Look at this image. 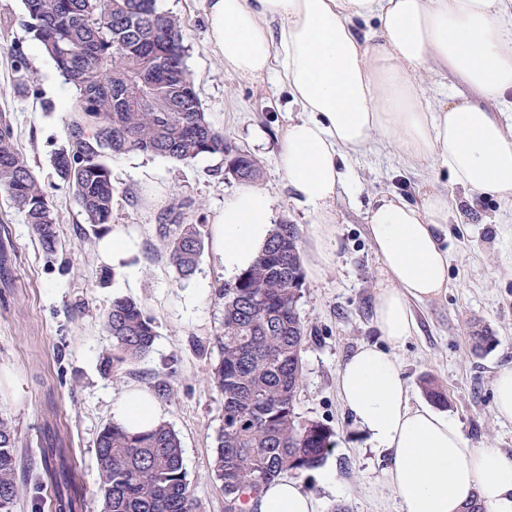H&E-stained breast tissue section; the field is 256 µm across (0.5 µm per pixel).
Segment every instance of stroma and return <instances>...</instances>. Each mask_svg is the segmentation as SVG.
I'll return each mask as SVG.
<instances>
[{
	"label": "stroma",
	"mask_w": 512,
	"mask_h": 512,
	"mask_svg": "<svg viewBox=\"0 0 512 512\" xmlns=\"http://www.w3.org/2000/svg\"><path fill=\"white\" fill-rule=\"evenodd\" d=\"M159 7L181 24L186 63L208 121L230 147L260 160L259 185L274 200L275 223L299 231L305 280L298 307L308 331L296 411L331 427L335 442L325 461L336 472L335 489L321 486L316 471L300 475L320 512H401L382 483L388 454L367 448L336 390L337 370L347 357L380 341L372 321L380 261L367 230L369 203L380 191L394 190L414 202L431 188L451 191L454 199L438 231L449 250L448 289L415 305L419 330L396 351L410 402L427 403L426 383L435 381L447 395L444 412L468 445L512 457V422L499 420L493 408L494 378L512 368V208L449 188L440 161L415 171L374 141L349 163L356 191L338 199L334 249L322 259L311 241L314 217L292 198L276 163L277 141L300 114L287 88L272 73L251 79L225 71L209 40L205 0H159ZM64 84L25 27L22 0H0V113L9 117L18 149L55 205L61 242L57 254L47 257L23 214L0 193V242L7 247L0 255V413L20 436L15 512H53L54 488L41 451L50 429L78 467L84 512H100L96 438L112 420L113 402L132 388L150 392L178 434L195 512H225L221 483L211 470L224 399L209 373L221 357L219 291L228 277L215 251L213 220L239 183L225 175L218 155L187 163L140 152L112 157L109 226L135 244L126 269L104 265L98 258L101 232L85 223L50 163L67 140L71 111L60 105ZM172 211L205 231L198 269L187 280L170 265L160 232L161 216ZM119 296L141 303L158 336L145 358L115 367L103 319ZM477 327L491 338L479 350L470 338Z\"/></svg>",
	"instance_id": "obj_1"
}]
</instances>
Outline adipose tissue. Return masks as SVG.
I'll list each match as a JSON object with an SVG mask.
<instances>
[{"mask_svg": "<svg viewBox=\"0 0 512 512\" xmlns=\"http://www.w3.org/2000/svg\"><path fill=\"white\" fill-rule=\"evenodd\" d=\"M210 39L225 70L260 78L276 73L302 115L278 140L277 165L298 202L315 215L312 240L328 256L334 205L353 187L346 160L380 136L416 167L441 160L452 185L512 206V0H207ZM375 27L362 31L361 23ZM466 90L424 106L428 76ZM445 193L419 202L382 192L368 211L369 238L381 268L373 306L380 344L361 345L340 366L337 392L346 414L392 462L383 483L402 512H512V458L471 448L448 415L410 403L395 354L417 328L413 306L448 287L449 256L437 234L448 221ZM274 202L241 186L215 219L224 269L256 260L273 227ZM114 422L144 432L162 421L148 391L112 405ZM249 512H317L302 481L276 478L249 499Z\"/></svg>", "mask_w": 512, "mask_h": 512, "instance_id": "1", "label": "adipose tissue"}]
</instances>
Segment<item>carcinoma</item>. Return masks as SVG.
Instances as JSON below:
<instances>
[{
    "label": "carcinoma",
    "mask_w": 512,
    "mask_h": 512,
    "mask_svg": "<svg viewBox=\"0 0 512 512\" xmlns=\"http://www.w3.org/2000/svg\"><path fill=\"white\" fill-rule=\"evenodd\" d=\"M26 27L77 99L67 144L51 165L96 228L112 214L109 159L131 151L189 162L224 156V172L243 183L261 176L260 162L232 151L206 119L185 65L179 21L157 0H23ZM0 191L24 214L43 252L58 250L54 206L17 150L8 117L0 113ZM169 261L178 277H192L204 250L200 224L165 216ZM304 285L296 225L276 224L255 263L224 284L223 357L211 380L224 397L213 472L227 512L285 473L317 468L331 449L326 424L299 420L307 338L298 310ZM104 330L114 361L133 363L152 350L156 324L130 297H116ZM17 431L0 413V512H14L18 496ZM102 512H194L195 504L176 432L166 423L139 434L117 424L96 440ZM44 461L56 487V512H84V498L65 449L47 435Z\"/></svg>",
    "instance_id": "1"
}]
</instances>
